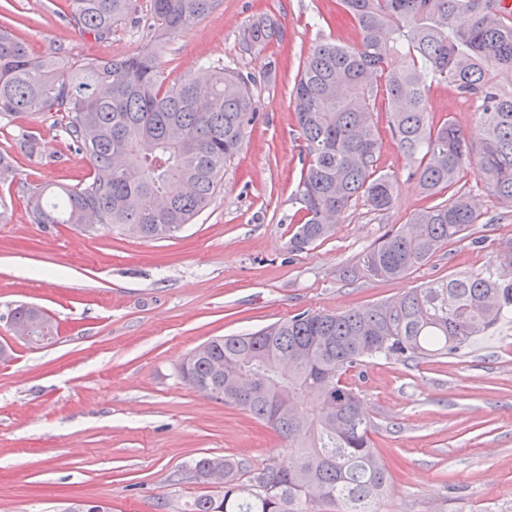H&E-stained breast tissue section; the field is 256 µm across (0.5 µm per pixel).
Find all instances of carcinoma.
Masks as SVG:
<instances>
[{"label": "carcinoma", "instance_id": "1", "mask_svg": "<svg viewBox=\"0 0 512 512\" xmlns=\"http://www.w3.org/2000/svg\"><path fill=\"white\" fill-rule=\"evenodd\" d=\"M218 0H150L151 30L169 40L206 17ZM358 35L352 46L313 48L298 73L293 103L305 163V207L290 245L302 250L332 236L336 216L358 201L390 210L396 178L378 171V112L397 149L430 196L453 190L369 249L361 271L392 279L427 264L479 223L468 192L455 189L477 163L486 189L512 203V7L505 0H339ZM81 31L99 42L136 13L137 0H69ZM259 16L245 31L250 46L279 36ZM53 48L36 55L0 26V121L14 126L16 150L47 160L34 122L48 115L85 154L92 176L73 187L19 180L12 154L0 152V183H17L36 224L120 227L142 239L175 236L221 191L224 166L242 150L258 104L247 79L204 63L171 88L146 47L117 58L64 60ZM451 86L474 107L475 125L434 122L427 88ZM377 74L384 89L371 81ZM383 107H378V101ZM19 117L28 125L15 123ZM8 316L45 328L39 306ZM512 317V249L484 275L450 276L394 300L338 313H301L258 331L219 336L180 366L202 396L249 412L288 442V465L269 464L241 481L244 464L223 457L193 462L197 479L220 473L223 490L195 498L188 512H378L389 468L370 438L362 401L342 383L374 358L415 361L454 354ZM312 399V412L299 406Z\"/></svg>", "mask_w": 512, "mask_h": 512}]
</instances>
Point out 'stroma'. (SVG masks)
I'll list each match as a JSON object with an SVG mask.
<instances>
[{
	"label": "stroma",
	"mask_w": 512,
	"mask_h": 512,
	"mask_svg": "<svg viewBox=\"0 0 512 512\" xmlns=\"http://www.w3.org/2000/svg\"><path fill=\"white\" fill-rule=\"evenodd\" d=\"M149 4L138 0L140 26L123 23L98 42L63 19L67 0H0V15L34 52L59 44L74 59L121 57L151 45L166 86L209 60L248 78L259 107L221 192L171 238L36 224L17 185L0 184V344L13 352L0 362V512H61L81 498L107 501L112 512H186L193 498L218 490L193 476L198 457H233L250 469L287 463V442L182 381L179 366L194 348L304 311L343 312L478 273L512 246V204L487 194L472 165L459 185L479 200V224L402 278L360 274L368 249L436 202L409 178L385 131L378 169L397 179L393 208L381 214L357 203L333 237L290 251L304 214L293 82L317 44H353L352 25L337 0H220L154 45ZM263 14L277 20L279 38L246 46L245 28ZM428 100L435 119L473 127L472 107L452 87L431 85ZM37 130L52 160L18 158L21 178L87 181L85 156L52 119ZM21 302L51 315L52 344L13 335L3 316ZM345 382L359 393L391 472L379 512H512V322L447 357L369 360Z\"/></svg>",
	"instance_id": "stroma-1"
}]
</instances>
